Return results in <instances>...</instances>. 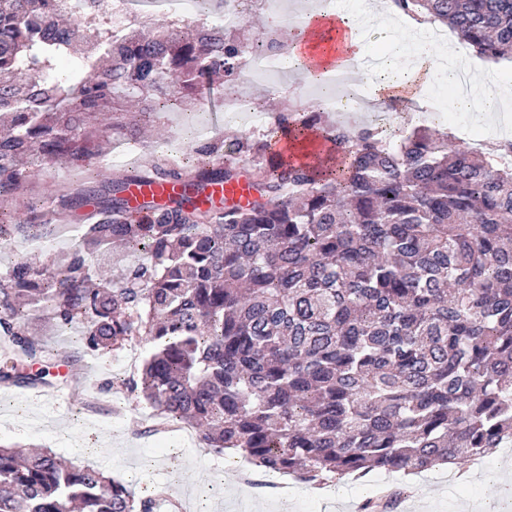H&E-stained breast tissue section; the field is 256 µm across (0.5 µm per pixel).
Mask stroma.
I'll return each instance as SVG.
<instances>
[{
	"mask_svg": "<svg viewBox=\"0 0 512 512\" xmlns=\"http://www.w3.org/2000/svg\"><path fill=\"white\" fill-rule=\"evenodd\" d=\"M228 129L220 112L160 110L135 141L105 133L107 149L92 156L89 166L94 169L119 156L127 173L138 162H163L156 145L180 132H190V144L197 147L223 140ZM59 183L73 192L80 188L61 164L32 173L23 196L0 203V217L26 213L46 186ZM146 350L143 344H126L73 377L67 367L54 368L55 387L63 396L52 402L45 400L43 387L0 384V444L49 448L73 464L100 468L136 497L155 498L154 512H197L200 483L208 476L215 480L213 503L223 512H358L380 489L401 484L397 473L372 472L355 481L332 478L325 486L335 494L328 497L291 476L254 470L241 455L220 454L201 442L178 440L175 431L156 430L150 406L120 385L140 372ZM109 380L114 386L107 391L103 385ZM247 471L262 480V487L243 482ZM495 493L493 483L461 486L449 482L445 470L433 469L420 473L415 493L398 502L395 512H475Z\"/></svg>",
	"mask_w": 512,
	"mask_h": 512,
	"instance_id": "1",
	"label": "stroma"
}]
</instances>
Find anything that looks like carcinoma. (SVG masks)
<instances>
[{
  "label": "carcinoma",
  "instance_id": "carcinoma-1",
  "mask_svg": "<svg viewBox=\"0 0 512 512\" xmlns=\"http://www.w3.org/2000/svg\"><path fill=\"white\" fill-rule=\"evenodd\" d=\"M56 0H0V201L18 198L34 166L76 171L102 128L135 139L162 98L236 73L256 35L245 25L157 22L144 35ZM423 23L461 34L478 56L512 55V0H392ZM281 115L270 136L314 127L336 147L333 167L266 154L240 131L193 149L196 163L155 167L182 194L126 209L131 177L49 189L45 215L68 218L89 199L101 218L50 264L0 271V380L52 357L46 330L79 333L76 360L144 342L140 393L162 424L199 429L207 448L321 485L372 471L416 474L512 446V142L461 151L429 126L391 137L373 123ZM224 156V165L214 158ZM262 158L247 208H203L212 182L238 181L233 160ZM47 219L0 224V242L53 238ZM114 243L144 258L118 277L97 268ZM368 499L360 512L404 495ZM134 493L49 449L0 445V512H133Z\"/></svg>",
  "mask_w": 512,
  "mask_h": 512
}]
</instances>
